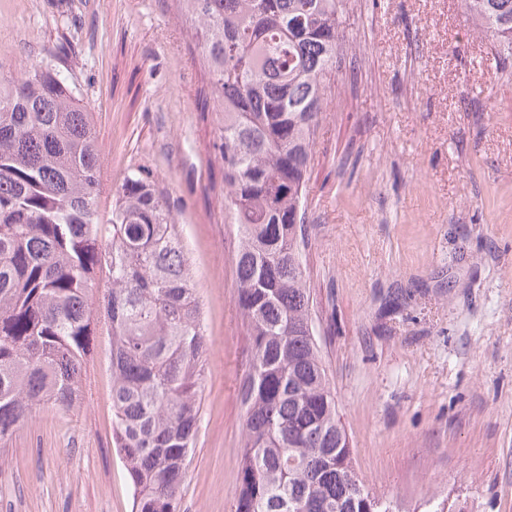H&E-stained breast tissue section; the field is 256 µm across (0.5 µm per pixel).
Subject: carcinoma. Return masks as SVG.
<instances>
[{
  "label": "carcinoma",
  "instance_id": "carcinoma-1",
  "mask_svg": "<svg viewBox=\"0 0 512 512\" xmlns=\"http://www.w3.org/2000/svg\"><path fill=\"white\" fill-rule=\"evenodd\" d=\"M206 34L237 305L250 355L233 512H397L352 466L312 318L303 224L312 144L347 0H177ZM501 64L512 0H462ZM101 156L59 61L0 82V440L70 409L94 337L109 338L112 445L135 512H180L208 352L181 225L151 173L130 170L99 221ZM107 287L104 315L94 291Z\"/></svg>",
  "mask_w": 512,
  "mask_h": 512
}]
</instances>
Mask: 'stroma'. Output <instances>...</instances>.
I'll return each instance as SVG.
<instances>
[{"instance_id":"1","label":"stroma","mask_w":512,"mask_h":512,"mask_svg":"<svg viewBox=\"0 0 512 512\" xmlns=\"http://www.w3.org/2000/svg\"><path fill=\"white\" fill-rule=\"evenodd\" d=\"M91 115L101 218L149 168L181 224L209 352L181 512H232L249 338L224 115L174 0H0V77L54 63ZM306 275L353 465L402 508L512 512V64L461 0H348L310 163ZM408 296L390 313L393 292ZM0 512H133L100 336L80 400L0 443Z\"/></svg>"}]
</instances>
